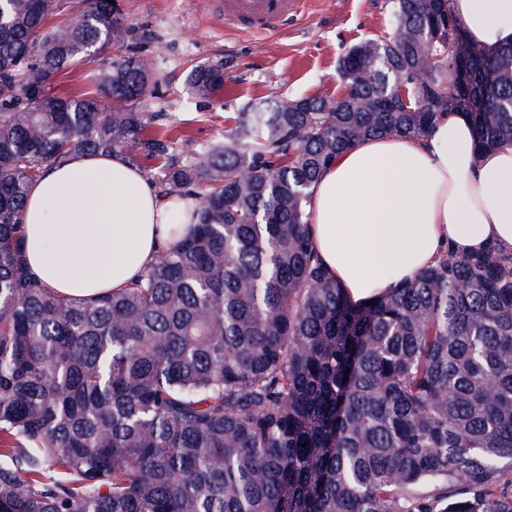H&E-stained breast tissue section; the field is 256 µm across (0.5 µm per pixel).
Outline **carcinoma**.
<instances>
[{
  "label": "carcinoma",
  "instance_id": "cac0c4a2",
  "mask_svg": "<svg viewBox=\"0 0 512 512\" xmlns=\"http://www.w3.org/2000/svg\"><path fill=\"white\" fill-rule=\"evenodd\" d=\"M393 34L337 61L344 92L256 99L201 149L151 130L155 57L108 0H0V512H512V254L449 250L354 303L314 253L310 186L367 137L447 111L512 146V46L448 0H388ZM68 18L48 27L52 15ZM188 91L209 100L224 65ZM118 154L193 226L127 287L62 297L23 251L28 187ZM85 66L77 65L65 74L60 75L51 85V91L56 94H66L85 90L83 85V71Z\"/></svg>",
  "mask_w": 512,
  "mask_h": 512
}]
</instances>
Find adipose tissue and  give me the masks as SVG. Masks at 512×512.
<instances>
[{
  "label": "adipose tissue",
  "mask_w": 512,
  "mask_h": 512,
  "mask_svg": "<svg viewBox=\"0 0 512 512\" xmlns=\"http://www.w3.org/2000/svg\"><path fill=\"white\" fill-rule=\"evenodd\" d=\"M486 52L512 44V0H449ZM310 239L354 301L398 287L446 251L512 252V147H475L469 120L442 114L427 136L388 134L342 152L311 186ZM191 208L117 155L75 154L30 188L24 252L47 287L92 298L126 287L173 243Z\"/></svg>",
  "instance_id": "adipose-tissue-1"
}]
</instances>
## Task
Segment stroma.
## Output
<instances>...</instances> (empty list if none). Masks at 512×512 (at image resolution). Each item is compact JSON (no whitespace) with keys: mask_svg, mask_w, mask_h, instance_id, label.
Wrapping results in <instances>:
<instances>
[{"mask_svg":"<svg viewBox=\"0 0 512 512\" xmlns=\"http://www.w3.org/2000/svg\"><path fill=\"white\" fill-rule=\"evenodd\" d=\"M131 29L120 54L159 50L162 75L148 109L165 113L160 134H185L203 147L232 127L254 99L336 96V60L349 47L392 31L387 0H303L288 25L254 33L224 23L211 0H117ZM224 64V91L202 101L186 88L192 66Z\"/></svg>","mask_w":512,"mask_h":512,"instance_id":"stroma-1","label":"stroma"}]
</instances>
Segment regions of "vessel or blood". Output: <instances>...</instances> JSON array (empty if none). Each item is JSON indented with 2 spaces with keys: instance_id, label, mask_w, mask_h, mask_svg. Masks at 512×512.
Returning a JSON list of instances; mask_svg holds the SVG:
<instances>
[{
  "instance_id": "b4317fda",
  "label": "vessel or blood",
  "mask_w": 512,
  "mask_h": 512,
  "mask_svg": "<svg viewBox=\"0 0 512 512\" xmlns=\"http://www.w3.org/2000/svg\"><path fill=\"white\" fill-rule=\"evenodd\" d=\"M301 0H216L225 24L255 32H267L287 24L297 13Z\"/></svg>"
}]
</instances>
